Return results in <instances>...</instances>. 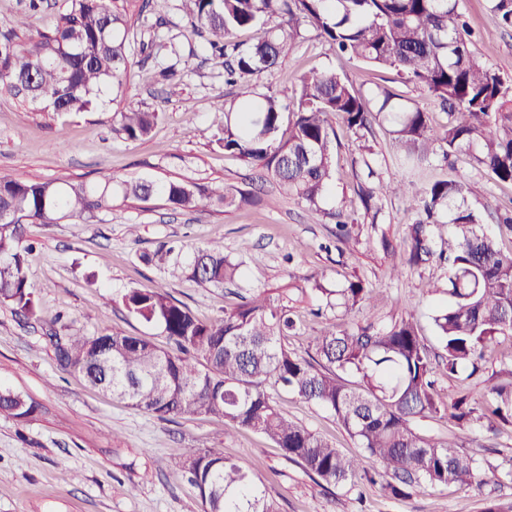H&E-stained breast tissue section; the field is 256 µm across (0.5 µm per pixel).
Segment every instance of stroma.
Returning a JSON list of instances; mask_svg holds the SVG:
<instances>
[{
  "label": "stroma",
  "instance_id": "1",
  "mask_svg": "<svg viewBox=\"0 0 512 512\" xmlns=\"http://www.w3.org/2000/svg\"><path fill=\"white\" fill-rule=\"evenodd\" d=\"M65 3L47 0L44 12L31 16L28 0H0V34L15 29L21 40H35ZM460 8L480 35L475 50L512 81V30L501 27L490 0H460ZM23 17L28 25L17 29ZM127 45L129 73L123 90L99 111L39 112L0 96V178L95 182L111 174L189 180L203 187L217 181L236 191L255 192L259 200L175 212L158 196L91 216L28 225L35 250L26 274L43 319L57 318L60 331L74 323L91 336L120 332L167 347L161 328L129 314L121 297L159 279V272L140 259L156 242L175 239L194 250L215 241L239 264L240 281L221 288L191 281L169 286L170 294L200 319L223 315L248 292L266 289L275 295L287 290L299 323L285 343L308 358L319 330L329 323L343 324L345 318L329 297L304 291L306 278L317 276L330 289L358 279L372 291L371 319L377 327L415 318L428 346L441 353L432 316L447 303L442 288L448 269L436 261L407 265L402 243L414 216L404 200H379L375 217L357 210L342 239L328 212L337 199L354 195L371 168L384 177L403 178L416 191L459 173L473 186L468 206L508 250L512 236L500 233L495 217L512 207L511 184L491 179L464 152L451 166L436 155L421 164L403 163L390 123L374 125L362 141L343 132L337 119L332 193L322 212L310 213L217 146L214 108L219 100H231L233 90L224 83L223 59L203 51V39L189 27L180 0H171L164 24H156L149 14L136 21ZM167 67L175 70L174 79L163 78ZM312 68L336 70L367 95L386 88L402 101L417 102L430 113L434 126L448 121L439 104L413 84L357 59L336 56L310 35L257 83L263 90L279 89ZM130 109L160 115L151 133L137 141L125 139L114 118ZM244 242L249 250H241ZM106 293L111 303H104ZM42 321L25 319L0 304V385L38 405L30 419L0 416V512H203L177 455L178 449L203 445L223 449L226 457L245 465L279 512H481L486 501L512 500V481L505 477L512 470V425L500 424L491 431L482 423L463 429L438 415L416 421L420 433L475 456L480 484L418 487L406 499L367 484L333 486L310 476L253 432L202 416L163 420L102 395L60 368ZM490 380H512V336L498 337L475 375L439 373L436 396L446 404L463 395L478 400ZM272 397L289 419L344 452H356L355 441L328 411L280 388Z\"/></svg>",
  "mask_w": 512,
  "mask_h": 512
}]
</instances>
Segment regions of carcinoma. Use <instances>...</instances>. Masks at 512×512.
<instances>
[{
  "label": "carcinoma",
  "mask_w": 512,
  "mask_h": 512,
  "mask_svg": "<svg viewBox=\"0 0 512 512\" xmlns=\"http://www.w3.org/2000/svg\"><path fill=\"white\" fill-rule=\"evenodd\" d=\"M169 0H68L48 31L29 45L17 35L0 38V93L19 96L44 112H91L103 90L123 85L128 69L125 34L133 18L150 11L163 20ZM460 0H182L191 26L211 50L224 56V82L237 88L236 100L214 109L221 132L216 144L228 154L260 168L310 211L332 188L333 141L329 122L340 116L348 131L363 138L376 122L390 120L406 163L435 153L447 160L466 152L476 167L512 183V83L504 80L472 49L471 33L458 11ZM504 27L512 28V0H491ZM279 19L270 25L273 19ZM270 25L264 40L244 48L238 32ZM339 53L376 69L396 73L437 99L448 110V124L431 126L428 113L396 102L383 89L372 96L330 70H310L298 83L261 93L253 82L275 68L302 37L303 27ZM119 131L131 140L147 135L159 113H114ZM470 187L454 177L433 183L409 200L421 218L404 241L406 262L420 266L438 257L448 263V304L433 322L444 350L431 356L417 321L402 319L387 329L373 323L334 325L314 338L315 357L306 359L282 339L297 328L282 293L243 297L224 316L205 323L174 300L162 282L122 296L130 314L156 324L172 343L159 350L138 336L87 335L74 325L50 334L59 365L81 374L92 386L125 400L133 408L167 420L205 415L230 421L271 440L285 458L308 473L338 485L362 478L391 496L405 499L419 484L436 488L477 482V460L419 433L414 423L447 413L458 424L484 420L512 425V382L486 387L482 401L458 399L452 408L434 397L435 375L478 371V359L501 335H512V252L504 253L481 230V218L466 205ZM407 183L395 176L359 186L357 198L342 197L333 217L345 231L357 205L370 211L374 196L404 198ZM161 196L175 209L230 208L248 197L220 183L199 187L169 180H122L107 175L98 183L0 178V302L26 318H41L24 267L32 244L27 224H55L60 215L81 216L112 208L114 199L147 201ZM146 265L173 279L219 287L240 275L239 265L212 243L192 253L161 241L140 255ZM313 291L336 296L344 314L370 304L362 282ZM352 373L355 381L343 378ZM280 386L329 411L361 453L346 455L326 439L288 420L268 392ZM34 402L0 388V415L26 419ZM188 483L205 512H277L274 501L248 470L224 457V449L181 448Z\"/></svg>",
  "instance_id": "1"
}]
</instances>
